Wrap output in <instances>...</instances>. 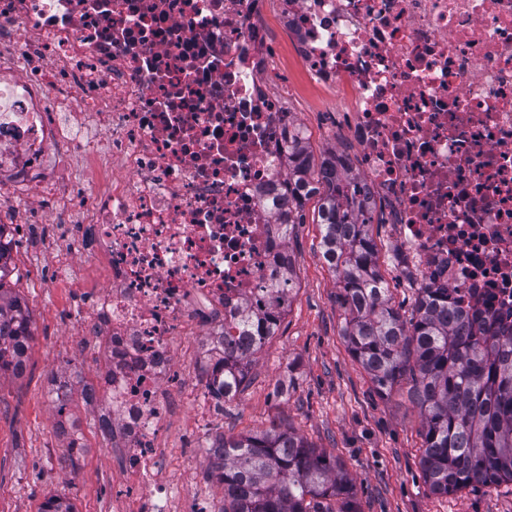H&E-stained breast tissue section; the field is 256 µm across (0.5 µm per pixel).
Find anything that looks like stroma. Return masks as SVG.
<instances>
[{
	"label": "stroma",
	"mask_w": 512,
	"mask_h": 512,
	"mask_svg": "<svg viewBox=\"0 0 512 512\" xmlns=\"http://www.w3.org/2000/svg\"><path fill=\"white\" fill-rule=\"evenodd\" d=\"M280 73L292 82V101L308 128L313 160L332 149L316 117L328 111L332 95L313 86L293 57L280 55ZM315 201H308L303 222L288 250L295 273L293 299L272 336L248 367V387L226 401L214 432L225 436L289 427L336 457L346 468L357 512H512V482L469 487L451 495L430 492L421 467L422 418L411 400L412 381L403 376L387 393H378L370 375L352 356L342 334L343 310L334 274L320 257V227ZM19 218L41 227L43 235L20 231L12 248L9 281L26 300L34 339L23 376L0 375V512H40L51 497L73 503L76 512H113L112 456L103 448L97 411L73 388L68 410L83 423L87 452L78 469L67 464L69 450L55 433V403L47 386L52 373L77 369L82 384L95 382L100 353L97 339L74 336L72 309L78 288L101 286L103 268L94 261L79 266L80 286L55 273V203L41 201ZM378 266L392 305L411 315L415 282L401 276L393 262L395 244L387 224L372 227ZM187 407L169 416L163 438L173 456H193L189 483L197 494L220 502L224 492L208 478L209 457L191 433Z\"/></svg>",
	"instance_id": "stroma-1"
}]
</instances>
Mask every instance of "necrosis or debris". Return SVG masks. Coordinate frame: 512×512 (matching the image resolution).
<instances>
[{
  "instance_id": "4bbe7bcc",
  "label": "necrosis or debris",
  "mask_w": 512,
  "mask_h": 512,
  "mask_svg": "<svg viewBox=\"0 0 512 512\" xmlns=\"http://www.w3.org/2000/svg\"><path fill=\"white\" fill-rule=\"evenodd\" d=\"M266 3L0 0V203L54 202L64 269L106 268L73 323L104 359L86 398L118 512H217L159 437L188 397L179 345L221 365L239 309L269 306L304 130L266 83L277 32L341 102L331 130L402 273L512 323V0H277L275 30ZM87 160L106 180L62 179Z\"/></svg>"
}]
</instances>
